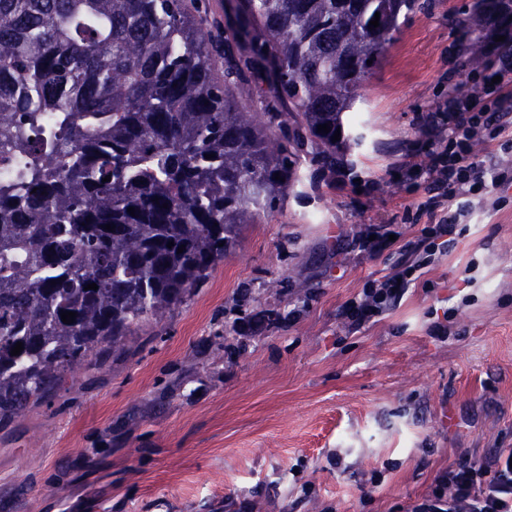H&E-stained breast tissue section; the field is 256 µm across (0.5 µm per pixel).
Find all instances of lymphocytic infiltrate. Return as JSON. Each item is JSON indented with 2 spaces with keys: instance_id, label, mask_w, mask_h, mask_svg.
I'll return each instance as SVG.
<instances>
[{
  "instance_id": "obj_1",
  "label": "lymphocytic infiltrate",
  "mask_w": 512,
  "mask_h": 512,
  "mask_svg": "<svg viewBox=\"0 0 512 512\" xmlns=\"http://www.w3.org/2000/svg\"><path fill=\"white\" fill-rule=\"evenodd\" d=\"M495 58L494 74L483 77V98L452 93L425 116L420 131L431 146L427 163L411 165L406 173L426 177L437 188L417 206L419 212L427 214L429 223L393 274L369 284L350 302L344 312L350 325L364 324L394 308L417 272L447 253L449 242L454 241L468 214L462 206L449 209V195L466 198L489 185L512 183V167L488 170L474 160L481 145L494 144L501 152L512 153V138L506 135L512 125L504 119L503 101L492 82L493 76L512 73V53L499 52ZM410 512H512V448L459 458L439 475L431 493Z\"/></svg>"
}]
</instances>
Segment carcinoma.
<instances>
[{"label":"carcinoma","instance_id":"carcinoma-1","mask_svg":"<svg viewBox=\"0 0 512 512\" xmlns=\"http://www.w3.org/2000/svg\"><path fill=\"white\" fill-rule=\"evenodd\" d=\"M426 7L224 0L221 20L206 0H0V421L184 303L304 163L344 166L361 89ZM471 14L512 27V0Z\"/></svg>","mask_w":512,"mask_h":512}]
</instances>
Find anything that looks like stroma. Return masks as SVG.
<instances>
[{"label":"stroma","instance_id":"stroma-1","mask_svg":"<svg viewBox=\"0 0 512 512\" xmlns=\"http://www.w3.org/2000/svg\"><path fill=\"white\" fill-rule=\"evenodd\" d=\"M471 2L405 19L347 167L307 165L312 184L244 225L128 352L0 424V512H407L463 455L512 448V186L474 201L394 310L357 329L341 316L427 223L426 184L401 171L424 159L420 115L488 68L460 56ZM374 227L396 235L375 253L360 246Z\"/></svg>","mask_w":512,"mask_h":512}]
</instances>
